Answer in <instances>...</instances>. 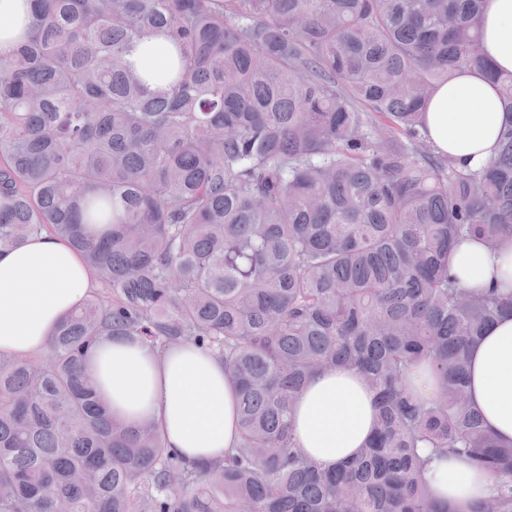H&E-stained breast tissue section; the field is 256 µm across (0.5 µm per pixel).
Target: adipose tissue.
I'll list each match as a JSON object with an SVG mask.
<instances>
[{
    "mask_svg": "<svg viewBox=\"0 0 512 512\" xmlns=\"http://www.w3.org/2000/svg\"><path fill=\"white\" fill-rule=\"evenodd\" d=\"M29 17L30 0H0L1 52L26 38ZM480 30L485 59L497 70L512 71V0H484ZM506 119L496 87L478 69L441 86L425 113L434 148L471 169L493 156ZM452 263L462 287L512 294V238L494 249L461 240ZM93 288L82 257L52 234L0 251V353L27 357L44 352L60 321ZM86 369L113 419L152 423L165 447L189 460L222 458L239 440L235 392L223 360L212 352L191 344L152 350L114 339L92 350ZM468 394L487 430L512 444V315L499 318L472 348ZM374 415L371 389L356 371L340 368L307 383L294 402L291 423L301 448L333 466L365 446ZM429 481L450 512H467L493 486L487 473L461 459L434 462Z\"/></svg>",
    "mask_w": 512,
    "mask_h": 512,
    "instance_id": "obj_1",
    "label": "adipose tissue"
}]
</instances>
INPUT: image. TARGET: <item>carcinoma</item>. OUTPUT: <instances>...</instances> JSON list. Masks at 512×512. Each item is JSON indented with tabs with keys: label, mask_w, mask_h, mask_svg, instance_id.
I'll use <instances>...</instances> for the list:
<instances>
[{
	"label": "carcinoma",
	"mask_w": 512,
	"mask_h": 512,
	"mask_svg": "<svg viewBox=\"0 0 512 512\" xmlns=\"http://www.w3.org/2000/svg\"><path fill=\"white\" fill-rule=\"evenodd\" d=\"M34 2L0 57V250L48 231L96 289L42 354L0 353V512H448L444 457L497 480L470 512H512V445L466 390L512 295L450 271L456 242L512 236V119L475 170L425 126L486 68L483 0ZM150 34L174 50L164 88L127 60ZM493 79L512 114V72ZM112 337L223 358L239 446L198 464L113 420L85 368ZM337 367L375 392V430L326 467L288 414ZM410 390L415 395L429 397L436 387L435 377L427 364L421 365L412 376Z\"/></svg>",
	"instance_id": "obj_1"
}]
</instances>
